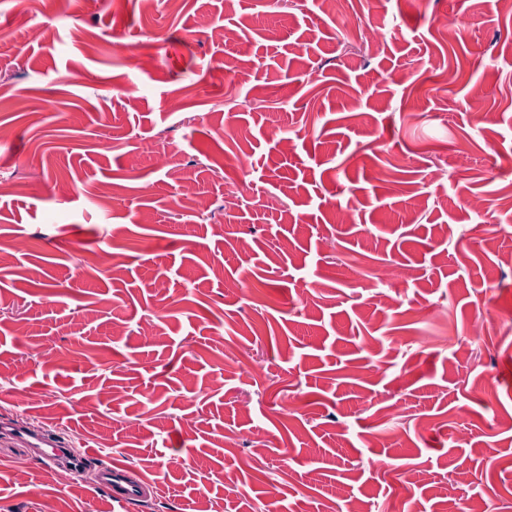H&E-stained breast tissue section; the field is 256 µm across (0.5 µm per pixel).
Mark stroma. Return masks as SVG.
<instances>
[{
    "label": "stroma",
    "instance_id": "stroma-1",
    "mask_svg": "<svg viewBox=\"0 0 512 512\" xmlns=\"http://www.w3.org/2000/svg\"><path fill=\"white\" fill-rule=\"evenodd\" d=\"M20 14L54 37L29 42ZM0 125V176L19 185L0 196V512H113L97 481L50 464L15 479L30 451L5 429L30 415L82 436L89 466L158 485L124 512L304 496L441 512L450 491L461 512H512V12L497 0H350L341 17L323 0H0ZM100 250L119 268L86 267ZM242 277L247 292L227 288Z\"/></svg>",
    "mask_w": 512,
    "mask_h": 512
}]
</instances>
